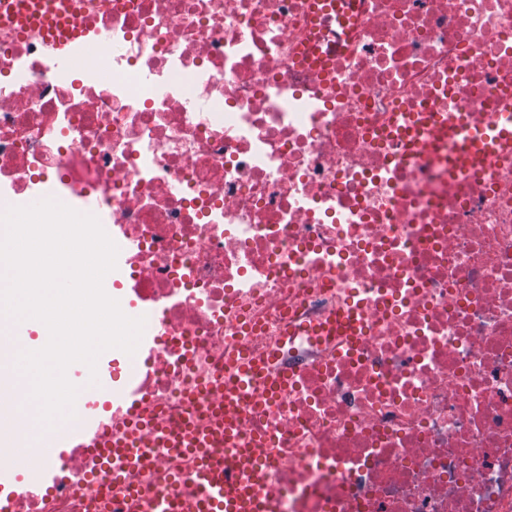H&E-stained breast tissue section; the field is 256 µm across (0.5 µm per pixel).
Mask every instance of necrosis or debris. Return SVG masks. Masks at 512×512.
<instances>
[{"label":"necrosis or debris","instance_id":"4bbe7bcc","mask_svg":"<svg viewBox=\"0 0 512 512\" xmlns=\"http://www.w3.org/2000/svg\"><path fill=\"white\" fill-rule=\"evenodd\" d=\"M66 62L0 30V212L91 200L117 244L107 294L145 317L99 425L155 419L152 466L96 449L0 512H126L125 487L198 492L165 442L210 422L204 383L276 357L242 391L269 512H512V154L449 171L459 144L404 132L512 98V0H84ZM355 313L357 336L330 324Z\"/></svg>","mask_w":512,"mask_h":512}]
</instances>
